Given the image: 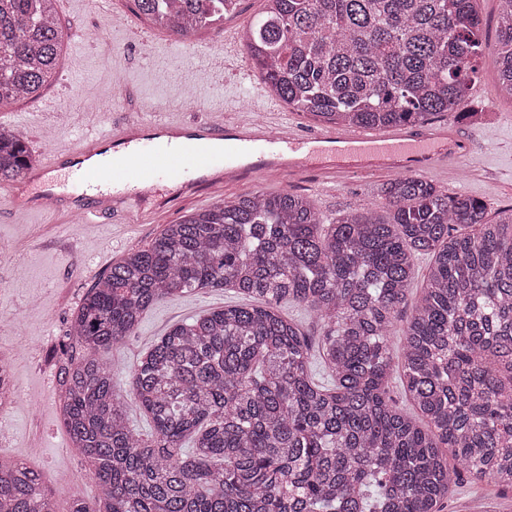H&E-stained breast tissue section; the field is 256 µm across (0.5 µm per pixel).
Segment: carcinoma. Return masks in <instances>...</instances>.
Instances as JSON below:
<instances>
[{"mask_svg":"<svg viewBox=\"0 0 512 512\" xmlns=\"http://www.w3.org/2000/svg\"><path fill=\"white\" fill-rule=\"evenodd\" d=\"M53 2L0 0V105L54 79L64 31ZM237 2L134 0L181 36ZM473 2L265 0L245 50L292 112L423 123L453 111L476 75L485 45ZM499 2L493 63L511 97L512 0ZM38 162L0 127L1 184ZM380 199L386 218L350 210L327 224L309 196L246 193L163 225L112 263L72 315L58 364L69 445L99 487L69 512H441L465 474L512 488V208L489 220L481 201L406 175ZM427 255L396 350L392 330ZM205 288L251 302L173 324L118 387L99 352L158 301ZM284 302L312 313L320 336ZM395 371L414 415L391 395ZM12 389L0 361V403ZM132 408L148 432L129 424ZM0 512H57L36 466L0 458Z\"/></svg>","mask_w":512,"mask_h":512,"instance_id":"cac0c4a2","label":"carcinoma"}]
</instances>
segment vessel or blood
I'll return each instance as SVG.
<instances>
[{
  "mask_svg": "<svg viewBox=\"0 0 512 512\" xmlns=\"http://www.w3.org/2000/svg\"><path fill=\"white\" fill-rule=\"evenodd\" d=\"M468 150V142L433 126L375 137L302 135L267 123L213 118L190 125L161 117L129 120L45 154L40 169L21 179L24 193L14 207L29 213L48 197L60 214L93 224L140 203L148 184L172 183L186 192L202 185L232 187L249 171L282 179L311 171L330 181L382 172L422 174Z\"/></svg>",
  "mask_w": 512,
  "mask_h": 512,
  "instance_id": "b4317fda",
  "label": "vessel or blood"
}]
</instances>
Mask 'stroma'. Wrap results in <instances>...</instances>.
I'll use <instances>...</instances> for the list:
<instances>
[{"mask_svg": "<svg viewBox=\"0 0 512 512\" xmlns=\"http://www.w3.org/2000/svg\"><path fill=\"white\" fill-rule=\"evenodd\" d=\"M264 7L263 0H239L235 14L190 39L156 30L144 44L129 31L141 23L132 0H101L95 7L88 0H55L62 26L81 27L85 37L64 41L54 83L34 98L0 106V123L11 126L19 114H27L29 124L18 135L39 155L77 144L102 129L86 120L79 91L111 84L120 89L118 100L102 104L111 122L139 115L151 101L163 102L169 116L187 122L209 114L246 118L252 87L239 72L248 63L240 34ZM496 79L491 58L483 57L479 78L454 111L435 118V125L465 138L471 152L461 161L440 162L427 175L448 195L480 200L492 213L512 205V100L497 93ZM386 180L383 174L346 178L330 188L310 175L285 180L257 175L231 193L304 194L330 222L342 212L374 207ZM219 199L207 189L179 196L161 186L150 199L160 212L117 216L90 232L48 209L16 215L10 186L0 185V352L12 349L16 336L24 338L13 359L17 398L0 413V457L37 466L60 512H67L72 499L90 500L99 491L87 466L70 453L58 415L54 363L72 313L94 281L128 250L147 247L163 225ZM241 301L227 288L161 300L143 315L133 336L106 353L117 383L126 384L140 355L173 324ZM443 512H512V489L466 477Z\"/></svg>", "mask_w": 512, "mask_h": 512, "instance_id": "stroma-1", "label": "stroma"}]
</instances>
